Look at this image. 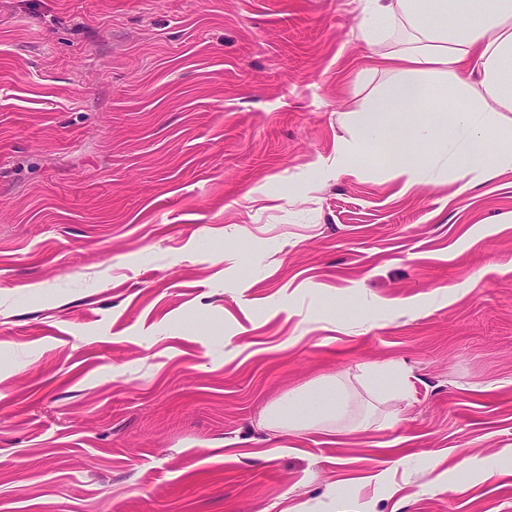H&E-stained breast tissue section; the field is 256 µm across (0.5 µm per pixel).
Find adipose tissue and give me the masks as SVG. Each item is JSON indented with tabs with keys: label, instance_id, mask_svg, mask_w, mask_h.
Returning <instances> with one entry per match:
<instances>
[{
	"label": "adipose tissue",
	"instance_id": "adipose-tissue-1",
	"mask_svg": "<svg viewBox=\"0 0 512 512\" xmlns=\"http://www.w3.org/2000/svg\"><path fill=\"white\" fill-rule=\"evenodd\" d=\"M358 37L368 47L374 70L390 79L355 119L347 156L390 144L393 176L404 188L431 175L445 159L448 176L468 189L512 170V0H361ZM442 121L421 128L392 124V117L420 111ZM498 150L477 151L489 132ZM317 414L303 404L264 416L262 426L291 433L336 430L337 393L320 387L312 396Z\"/></svg>",
	"mask_w": 512,
	"mask_h": 512
}]
</instances>
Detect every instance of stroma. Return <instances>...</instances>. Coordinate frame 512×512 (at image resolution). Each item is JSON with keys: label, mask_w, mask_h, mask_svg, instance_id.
Listing matches in <instances>:
<instances>
[{"label": "stroma", "mask_w": 512, "mask_h": 512, "mask_svg": "<svg viewBox=\"0 0 512 512\" xmlns=\"http://www.w3.org/2000/svg\"><path fill=\"white\" fill-rule=\"evenodd\" d=\"M359 21L0 0V512H512V173H337ZM318 409V415L312 416L300 402L293 401L288 407L261 419V426L267 429L288 430L298 433L310 429L336 434V389L331 386L320 387L311 397Z\"/></svg>", "instance_id": "stroma-1"}]
</instances>
